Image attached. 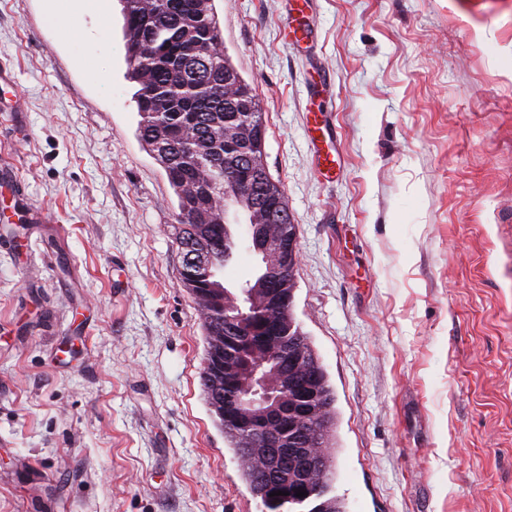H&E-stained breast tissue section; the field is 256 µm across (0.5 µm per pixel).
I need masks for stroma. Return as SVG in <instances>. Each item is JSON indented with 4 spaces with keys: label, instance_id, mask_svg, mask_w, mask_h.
<instances>
[{
    "label": "stroma",
    "instance_id": "obj_1",
    "mask_svg": "<svg viewBox=\"0 0 512 512\" xmlns=\"http://www.w3.org/2000/svg\"><path fill=\"white\" fill-rule=\"evenodd\" d=\"M296 226L348 512H512V0H215ZM0 0V512H263L200 385L122 4ZM221 277L251 278L247 224Z\"/></svg>",
    "mask_w": 512,
    "mask_h": 512
}]
</instances>
